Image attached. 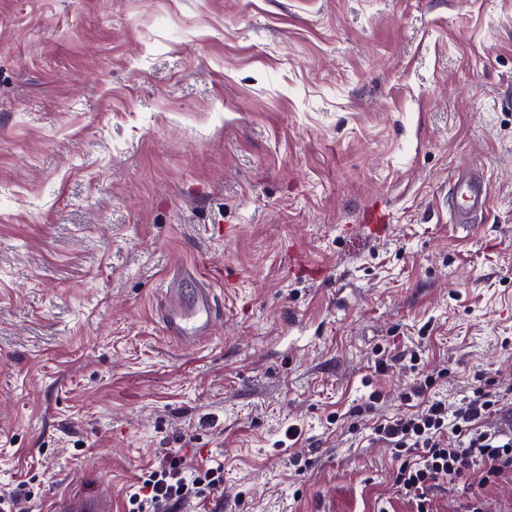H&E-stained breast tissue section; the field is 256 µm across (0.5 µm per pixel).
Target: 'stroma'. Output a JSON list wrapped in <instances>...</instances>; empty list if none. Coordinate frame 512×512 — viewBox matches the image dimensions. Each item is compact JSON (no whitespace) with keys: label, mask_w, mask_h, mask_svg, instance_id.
I'll return each instance as SVG.
<instances>
[{"label":"stroma","mask_w":512,"mask_h":512,"mask_svg":"<svg viewBox=\"0 0 512 512\" xmlns=\"http://www.w3.org/2000/svg\"><path fill=\"white\" fill-rule=\"evenodd\" d=\"M490 207L448 221L457 168ZM390 213L385 235L359 222ZM212 337L154 313L175 266ZM419 348L418 365L399 364ZM391 359L376 369L378 357ZM512 389V0H0V486L20 512L164 453L191 512H411L378 414ZM512 512V485L441 481ZM186 284L194 288L188 298L182 299V287ZM160 295L157 316L167 335L187 346H194L213 335L222 311L216 289L209 282L194 273L183 276L171 274Z\"/></svg>","instance_id":"stroma-1"}]
</instances>
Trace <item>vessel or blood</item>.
I'll return each instance as SVG.
<instances>
[{
    "label": "vessel or blood",
    "mask_w": 512,
    "mask_h": 512,
    "mask_svg": "<svg viewBox=\"0 0 512 512\" xmlns=\"http://www.w3.org/2000/svg\"><path fill=\"white\" fill-rule=\"evenodd\" d=\"M448 220L453 224L468 225L489 208V183L485 172L478 168L457 171L448 184ZM192 285L190 295H183L184 285ZM157 316L167 335L181 344L193 346L213 334L222 311L217 293L209 282L197 274L169 276L160 292ZM54 512H112V501L107 492L91 496L65 495L60 497Z\"/></svg>",
    "instance_id": "obj_1"
}]
</instances>
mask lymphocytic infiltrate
<instances>
[{
  "label": "lymphocytic infiltrate",
  "mask_w": 512,
  "mask_h": 512,
  "mask_svg": "<svg viewBox=\"0 0 512 512\" xmlns=\"http://www.w3.org/2000/svg\"><path fill=\"white\" fill-rule=\"evenodd\" d=\"M433 384L429 376L417 380L401 396L403 410L373 427L400 461L394 483L415 512H434L440 479L462 478L477 466L485 484L512 483V434L491 424L500 392L479 386L451 403L431 395ZM223 485V466L198 471L179 458H163L131 494L130 512H171L175 505L218 492Z\"/></svg>",
  "instance_id": "lymphocytic-infiltrate-1"
}]
</instances>
